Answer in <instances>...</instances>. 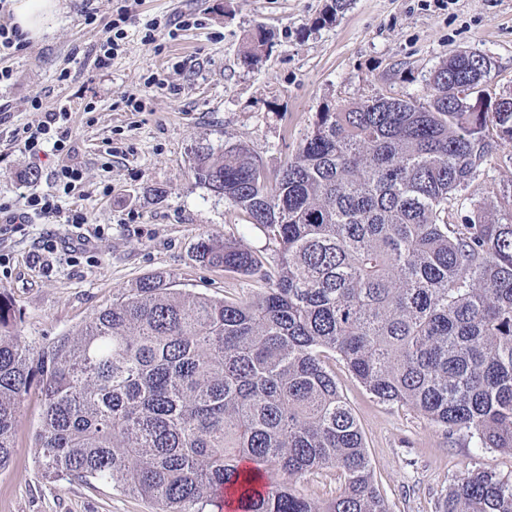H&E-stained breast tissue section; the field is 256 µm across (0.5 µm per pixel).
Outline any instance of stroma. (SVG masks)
<instances>
[{
	"mask_svg": "<svg viewBox=\"0 0 512 512\" xmlns=\"http://www.w3.org/2000/svg\"><path fill=\"white\" fill-rule=\"evenodd\" d=\"M49 30L23 50L0 57L13 71L0 86V203L24 210V197L53 191L59 161L52 140L39 156L24 150L16 132L37 125L49 109L68 118V163L83 179L61 196L60 211L29 215L0 236V291L12 302V328L32 358L54 340L74 336L99 308L151 273L170 275L177 287L234 300L256 294L250 276L202 265L196 244L206 235L254 250L266 241L241 212L196 183L191 169L199 145H248L269 174L294 157L317 112L345 100L381 94L422 97L428 78L459 51L487 55L490 99L512 96V0H351L330 15V0H137L125 38L109 67L96 68L93 49L107 36L124 0H61ZM93 14L79 25L80 11ZM194 26L169 35L181 15ZM162 28L146 35L144 25ZM272 47L253 65L243 53L257 32ZM67 81H59L61 70ZM166 83L142 109L148 78ZM43 108L34 110L33 95ZM36 179H28V172ZM512 194V144L496 150L467 195ZM87 213L102 237L68 226L73 209ZM58 250L34 266L39 240ZM340 392L362 431L375 485L390 512H440L450 486L466 470L512 478V454L475 448L464 432H448L416 411L380 401L347 370L331 362ZM43 404L30 390L21 405L9 465L0 469V512H155L149 500L99 484L46 479L33 434Z\"/></svg>",
	"mask_w": 512,
	"mask_h": 512,
	"instance_id": "obj_1",
	"label": "stroma"
}]
</instances>
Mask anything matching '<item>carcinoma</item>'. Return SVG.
Instances as JSON below:
<instances>
[{"instance_id": "1", "label": "carcinoma", "mask_w": 512, "mask_h": 512, "mask_svg": "<svg viewBox=\"0 0 512 512\" xmlns=\"http://www.w3.org/2000/svg\"><path fill=\"white\" fill-rule=\"evenodd\" d=\"M271 48L251 39L243 62ZM457 52L426 98L379 95L317 113L275 179L242 142L193 152L196 182L264 235L271 259L213 235L207 265L261 283L218 300L156 274L95 311L79 335L33 361L0 292V469L21 402H43L36 437L48 479L116 487L156 512H389L352 409L326 361L375 397L407 405L476 448L512 453V210L486 199L457 220L502 142L512 97L467 112L450 94L489 76ZM334 469L314 501L277 476ZM442 512H512V481L465 471Z\"/></svg>"}]
</instances>
